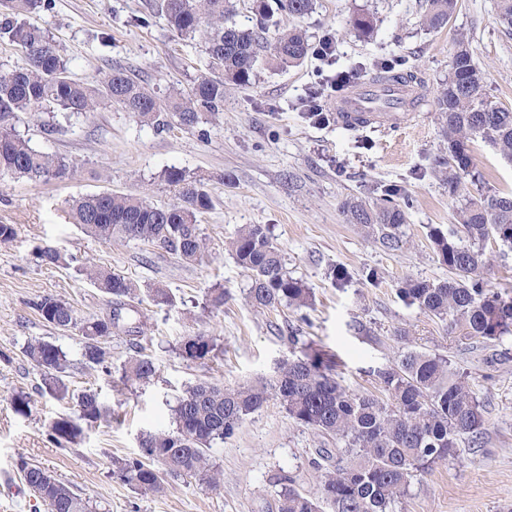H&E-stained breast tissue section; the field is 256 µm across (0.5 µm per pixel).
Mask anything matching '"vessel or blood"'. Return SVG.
Segmentation results:
<instances>
[{
  "label": "vessel or blood",
  "instance_id": "obj_1",
  "mask_svg": "<svg viewBox=\"0 0 512 512\" xmlns=\"http://www.w3.org/2000/svg\"><path fill=\"white\" fill-rule=\"evenodd\" d=\"M406 91L387 84L365 82L352 86L336 105V124L344 129L402 128L417 124V113L401 107L390 111L376 110L380 98H400Z\"/></svg>",
  "mask_w": 512,
  "mask_h": 512
}]
</instances>
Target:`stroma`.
Segmentation results:
<instances>
[{"mask_svg": "<svg viewBox=\"0 0 512 512\" xmlns=\"http://www.w3.org/2000/svg\"><path fill=\"white\" fill-rule=\"evenodd\" d=\"M149 3L52 0L51 9L29 20L63 47L73 78L93 82L118 66L162 97L189 89L207 73V59L200 39L179 36ZM362 13L376 21L368 38L351 24ZM425 13L426 0H315L301 19L275 13L278 27L302 26L311 44L332 39L333 55L324 61L310 55L277 71L259 66L250 84L229 86L223 111L192 129H159L115 107L68 119L45 110L19 113L16 134L63 159L68 173L37 181L0 176V224L16 228L11 241L0 243V512H48L17 470L21 457L46 467L96 512H277V474L319 494L311 460L317 449L336 443L294 423L274 399L213 443L218 486L178 477L157 496L123 482L114 465L137 457L145 434L174 429L172 409L190 386L234 387L273 377L293 352L290 325L332 355L338 380L354 392L376 390L378 370L394 364L402 350L399 328L409 330L416 349L447 356L467 371L486 410L480 444L463 441L455 457L434 464L396 512H512V334L475 342L397 295L408 277L448 279L429 238L432 228L448 229L468 200L512 192V162L479 138L471 144L472 171L457 194H449L443 173L433 167L448 152L435 101L457 39H465L481 71L483 96L512 109V33L495 21L496 0H457L438 30L425 25ZM403 59L424 85L418 125L396 132L339 128L330 91L321 99L327 121L309 117V97L321 91L325 77L345 72L355 85L380 65ZM173 166L201 180L216 203L199 218L207 243L202 262L184 263L153 244L95 239L65 214L67 199L105 189L175 203V189L161 178ZM390 190L412 203L393 249L364 236L342 209L347 200H376ZM247 224L270 229L291 276L310 288L311 307L256 311L247 304L248 276L225 247ZM47 246L71 257V264H43L39 251ZM485 250L491 256L482 272L487 288L512 296V249L492 239ZM92 266L125 275L143 291L162 285L174 303L158 307L143 300L106 338L104 366L90 369L81 362V335L46 323L37 305L54 297L71 303L79 317H106L107 298L84 273ZM335 268L347 271L343 284L334 282ZM372 268L381 275L376 286L364 277ZM213 288L227 293L217 309L205 300ZM359 322L374 330L376 341L355 331ZM136 326L157 366L146 383L123 378L128 330ZM187 336L212 337L213 354L183 358L179 346ZM36 338L66 353V398L48 392L28 359L26 346ZM89 388L111 408V421L84 428L77 442L56 443L52 422L73 414L78 395ZM18 393L31 398L27 415L12 409Z\"/></svg>", "mask_w": 512, "mask_h": 512, "instance_id": "obj_1", "label": "stroma"}]
</instances>
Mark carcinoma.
Returning a JSON list of instances; mask_svg holds the SVG:
<instances>
[{
	"instance_id": "carcinoma-1",
	"label": "carcinoma",
	"mask_w": 512,
	"mask_h": 512,
	"mask_svg": "<svg viewBox=\"0 0 512 512\" xmlns=\"http://www.w3.org/2000/svg\"><path fill=\"white\" fill-rule=\"evenodd\" d=\"M251 2L255 24L243 29L235 21L237 0H152L151 10L179 35L203 36L210 71L189 91L173 90L161 99L122 68L93 84L73 79L53 38L26 20L29 14L50 7L49 0H0L6 11L0 21V38L32 49L24 65L0 69V175L37 180L67 173L63 160L15 133L13 120L22 111L45 108L87 115L116 106L144 124L159 121L168 128L192 129L224 109L226 84L250 83L259 62L280 68L303 60L310 51L305 32L277 29L268 36L273 16L270 3L300 18L312 10L313 0ZM426 3L425 22L432 29L445 26L456 7V0ZM496 22L512 31V0H497ZM436 105L448 140V192H457L461 178L470 174V143L476 138L491 143L504 159L512 161V109L483 97L478 68L462 40ZM162 178L178 189V202L156 206L143 197L103 191L69 202L68 216L86 234L102 241L148 242L187 264L195 263L206 250L198 217L213 208L212 197L201 181L188 179L180 168L165 169ZM408 207L409 203L387 196L373 203L348 201L344 212L350 223L393 248L399 243ZM491 238L512 247V194L468 200L458 224L446 234L440 230L431 234L451 277L438 282L407 278L398 288L399 297L407 306L446 320L479 342L511 334L512 298L489 292L480 277L491 261L485 252ZM229 249L237 265L249 274L246 299L252 308L265 311L283 304L295 309L312 305L310 289L290 275L284 254L266 226L245 225L229 242ZM39 257L48 266L68 265L66 256L55 248L40 249ZM87 275L110 299L109 319L81 318L69 302L51 297L37 309L53 326L79 331L83 360L100 366L107 357L105 339L120 328L123 310L136 309L138 294L131 279L107 268L91 269ZM288 341L300 354L281 360L270 380L261 378L235 387L204 381L188 388L172 409L175 429L144 435L139 457L115 461L121 479L157 495L166 492L169 477L191 474L218 483L220 472L208 455L211 443L232 435L248 415L274 398L294 421L336 440V452L320 448L312 461L319 473V496L300 492L291 477H275L280 486L278 512H394L417 477L454 456L460 441L482 434L484 408L467 372L439 353L405 347L393 365L378 371L384 392L378 396L344 387L336 378L333 358L313 348L299 329L288 330ZM26 354L42 370L46 389L65 398L68 386L60 377L68 367L65 353L34 339ZM156 373L152 358L135 347L124 365L125 380L146 383ZM110 416L99 394L88 389L77 398L76 417H61L52 423V438L71 443L82 435V424ZM17 469L48 512H93L90 501L56 481L46 469L22 457Z\"/></svg>"
}]
</instances>
